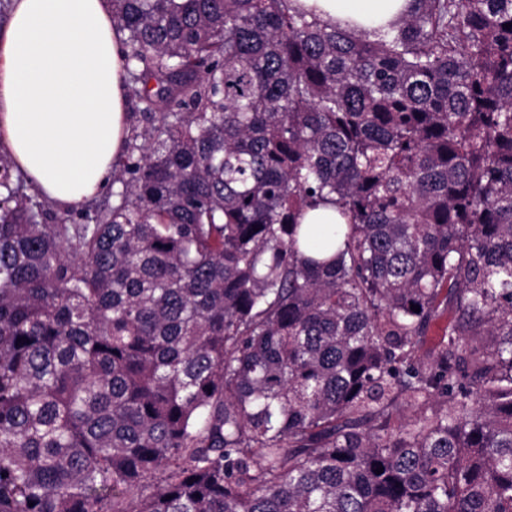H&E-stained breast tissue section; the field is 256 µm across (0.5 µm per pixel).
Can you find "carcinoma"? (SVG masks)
I'll list each match as a JSON object with an SVG mask.
<instances>
[{"mask_svg":"<svg viewBox=\"0 0 512 512\" xmlns=\"http://www.w3.org/2000/svg\"><path fill=\"white\" fill-rule=\"evenodd\" d=\"M111 2L112 205L0 152V512H512V0ZM409 0H294L293 6L308 8L324 21L336 23L351 30L368 29L384 24L407 13ZM455 316L454 311L449 309L430 324L426 335L423 337L421 354H427L438 346L448 331V324L455 319Z\"/></svg>","mask_w":512,"mask_h":512,"instance_id":"1","label":"carcinoma"}]
</instances>
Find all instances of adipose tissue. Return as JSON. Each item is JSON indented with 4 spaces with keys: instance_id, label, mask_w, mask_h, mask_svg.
<instances>
[{
    "instance_id": "adipose-tissue-1",
    "label": "adipose tissue",
    "mask_w": 512,
    "mask_h": 512,
    "mask_svg": "<svg viewBox=\"0 0 512 512\" xmlns=\"http://www.w3.org/2000/svg\"><path fill=\"white\" fill-rule=\"evenodd\" d=\"M328 22L374 27L409 0H294ZM124 35L110 0H12L0 27V144L61 209L102 190L128 128Z\"/></svg>"
}]
</instances>
